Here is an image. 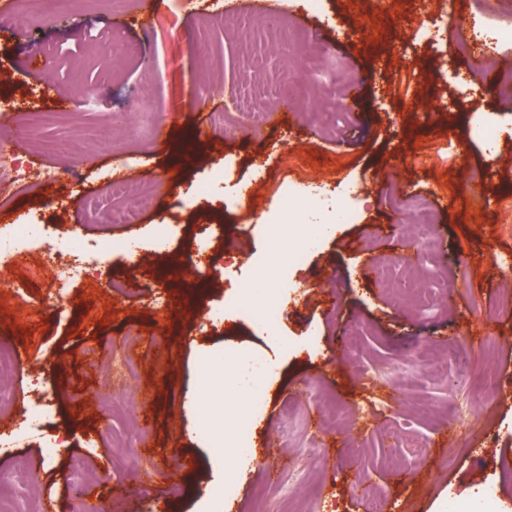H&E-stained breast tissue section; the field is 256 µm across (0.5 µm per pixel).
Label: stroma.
<instances>
[{"instance_id": "35a3bbf8", "label": "stroma", "mask_w": 512, "mask_h": 512, "mask_svg": "<svg viewBox=\"0 0 512 512\" xmlns=\"http://www.w3.org/2000/svg\"><path fill=\"white\" fill-rule=\"evenodd\" d=\"M405 2L324 0L269 31L267 0H237L223 24V0H78L72 26L35 17L32 44L0 20V99L44 115L16 143L23 188L0 202V225L38 218L54 248L145 244L128 270L90 259L77 281L21 275L0 296V512H200L211 498L223 512H437L491 476L512 507V230L497 206L512 191V95L468 68L454 20ZM34 53L44 75L26 65ZM257 78L260 125L235 109ZM354 88L361 111L338 107ZM490 114L493 146L472 132ZM58 141L73 161L48 151ZM40 166L57 182L27 187ZM116 167L154 181L152 202L112 196ZM300 180L361 190L362 206L292 271L268 334L225 311L224 287L271 265L266 217ZM420 201L437 246L414 236ZM114 278L122 293L105 295ZM242 351L280 368L227 500L221 434L198 433L202 418L223 424L224 394L201 364Z\"/></svg>"}]
</instances>
